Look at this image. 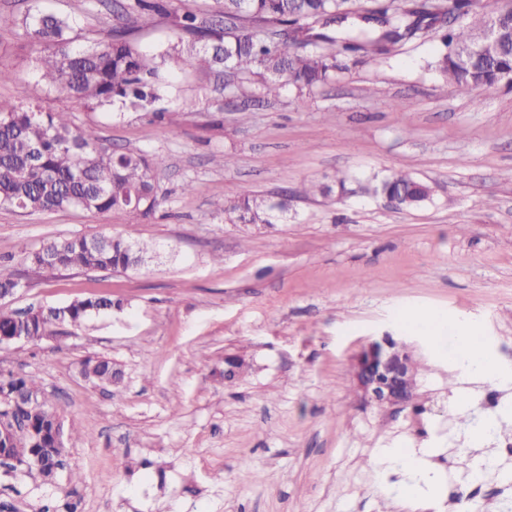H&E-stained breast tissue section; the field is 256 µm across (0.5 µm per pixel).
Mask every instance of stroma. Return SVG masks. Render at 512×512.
I'll list each match as a JSON object with an SVG mask.
<instances>
[{"instance_id":"1","label":"stroma","mask_w":512,"mask_h":512,"mask_svg":"<svg viewBox=\"0 0 512 512\" xmlns=\"http://www.w3.org/2000/svg\"><path fill=\"white\" fill-rule=\"evenodd\" d=\"M0 0L17 18L73 19L80 45L106 38L115 4ZM445 25L375 60L339 54L306 98L284 89L249 109L201 70L164 66L171 92L148 112L90 109L39 82L20 27L0 28V102L69 113L104 145L161 156L163 202L150 217L0 207V273L20 288L0 308L60 307L86 296L122 309L0 346V370L34 378L66 429L67 466L44 485L0 470V500L42 512H512V87L477 101L435 65ZM235 163L225 167V156ZM405 171L433 196L393 210L359 196L305 195L309 183ZM193 192H185V184ZM259 194L287 212L231 223L224 207ZM133 233L157 255L135 270H36L50 241ZM438 316L412 329L407 314ZM476 327L497 360L482 378L450 354ZM390 332L413 343L415 400L365 402L352 359ZM248 367L224 378V360ZM112 360L119 386L80 372ZM435 484L401 501L412 469ZM79 481H72V474Z\"/></svg>"}]
</instances>
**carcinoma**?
<instances>
[{
  "label": "carcinoma",
  "mask_w": 512,
  "mask_h": 512,
  "mask_svg": "<svg viewBox=\"0 0 512 512\" xmlns=\"http://www.w3.org/2000/svg\"><path fill=\"white\" fill-rule=\"evenodd\" d=\"M359 0H224L222 19L204 21L194 12L172 16L176 39L155 54L132 37L143 16L168 15V0H135L131 12L112 36L84 47L71 36L73 23L37 10L14 19L0 15V27L23 28L40 54L39 80L47 87L90 107H114L147 112L169 90L159 60L168 57L184 68L232 71L230 92L247 102L276 99L291 86L299 94L328 82L339 68L337 53L374 57L399 43L419 39L434 20L424 14L421 0H405L382 8V17H360ZM471 0H456L454 9L467 20L448 29L439 71L456 85L495 92L502 75L512 71V14L500 9L484 13L470 8ZM500 24L503 39L484 40L489 21ZM162 158L143 151H120L99 142L91 127L74 128L66 112H44L0 105V205L26 212L81 209L97 213H137L148 217L160 206L157 177ZM338 196L360 193L388 208L411 206L426 199L430 187L403 171L374 174L347 187L336 179ZM288 198L272 203L261 195L230 204L227 211L243 224H272V212L283 210ZM99 243L73 237L47 242L29 252L25 261L40 268L46 261L57 268L128 270L127 241L148 254L154 244L128 234L97 236ZM121 300L92 296L75 301L70 323L82 324L94 307H121ZM50 315L22 323L16 313L0 309V335L25 334L36 342L49 333ZM84 373L101 385L120 381L112 365L85 364ZM25 393L33 403L18 412L10 398ZM56 413L37 382L0 372V456L7 467H23L43 481L54 480L64 467L65 448L55 444Z\"/></svg>",
  "instance_id": "cac0c4a2"
}]
</instances>
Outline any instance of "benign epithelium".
Instances as JSON below:
<instances>
[{"instance_id":"7a95c632","label":"benign epithelium","mask_w":512,"mask_h":512,"mask_svg":"<svg viewBox=\"0 0 512 512\" xmlns=\"http://www.w3.org/2000/svg\"><path fill=\"white\" fill-rule=\"evenodd\" d=\"M413 370L412 350L406 339L389 333L373 336L354 356V385L379 406H405L415 396V390L403 389V381Z\"/></svg>"}]
</instances>
